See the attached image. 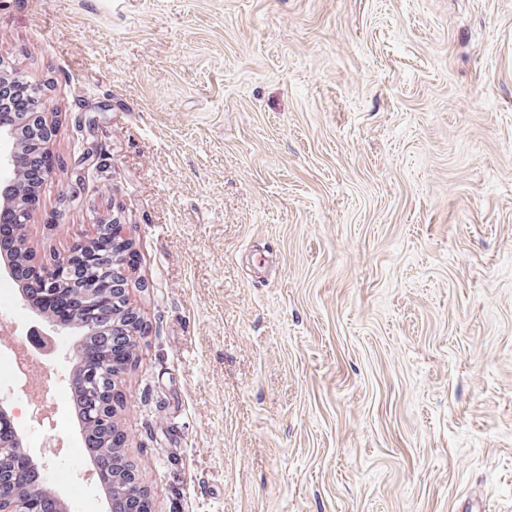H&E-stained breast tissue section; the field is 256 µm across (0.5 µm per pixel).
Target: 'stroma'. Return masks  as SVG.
I'll use <instances>...</instances> for the list:
<instances>
[{
    "mask_svg": "<svg viewBox=\"0 0 512 512\" xmlns=\"http://www.w3.org/2000/svg\"><path fill=\"white\" fill-rule=\"evenodd\" d=\"M31 263L127 227L151 512H512V0H0ZM32 98L29 88L24 83L15 79H5L0 83V115L19 113L29 117L32 110L28 107L32 105Z\"/></svg>",
    "mask_w": 512,
    "mask_h": 512,
    "instance_id": "obj_1",
    "label": "stroma"
}]
</instances>
